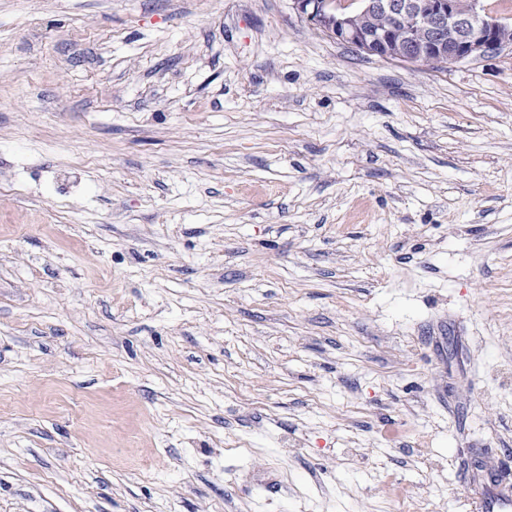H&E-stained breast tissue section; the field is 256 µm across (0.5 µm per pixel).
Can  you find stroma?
<instances>
[{"mask_svg":"<svg viewBox=\"0 0 512 512\" xmlns=\"http://www.w3.org/2000/svg\"><path fill=\"white\" fill-rule=\"evenodd\" d=\"M512 472V57L291 0H0V512H473Z\"/></svg>","mask_w":512,"mask_h":512,"instance_id":"stroma-1","label":"stroma"}]
</instances>
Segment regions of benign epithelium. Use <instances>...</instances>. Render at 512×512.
<instances>
[{
  "instance_id": "benign-epithelium-1",
  "label": "benign epithelium",
  "mask_w": 512,
  "mask_h": 512,
  "mask_svg": "<svg viewBox=\"0 0 512 512\" xmlns=\"http://www.w3.org/2000/svg\"><path fill=\"white\" fill-rule=\"evenodd\" d=\"M299 17L356 52L446 67L512 54V23L481 0H291Z\"/></svg>"
}]
</instances>
